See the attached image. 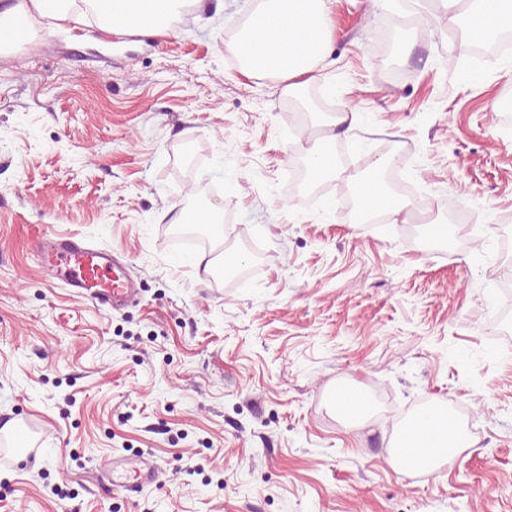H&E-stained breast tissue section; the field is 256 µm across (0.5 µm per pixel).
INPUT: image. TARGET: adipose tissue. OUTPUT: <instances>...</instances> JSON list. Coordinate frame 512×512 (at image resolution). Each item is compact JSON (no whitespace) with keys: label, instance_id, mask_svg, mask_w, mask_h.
Returning <instances> with one entry per match:
<instances>
[{"label":"adipose tissue","instance_id":"ef3b65f1","mask_svg":"<svg viewBox=\"0 0 512 512\" xmlns=\"http://www.w3.org/2000/svg\"><path fill=\"white\" fill-rule=\"evenodd\" d=\"M53 0H21L0 26V46L25 38L39 20L51 18L65 25L78 21L80 11L53 7ZM112 17L104 21L108 32H123L140 26L166 35L168 21L182 0H110ZM463 14L469 36L483 40L512 25V0H466ZM329 20L325 0H258L245 29L227 46L242 65L245 75L272 74L295 95L314 78V66L329 46ZM389 164L380 159L370 166L369 175L350 178L349 188L358 198L357 213L375 212L388 216L390 223L403 224L412 203L394 195L383 179ZM471 441L456 424L449 422L441 403L415 414L400 429L391 454L393 468L402 473L429 474Z\"/></svg>","mask_w":512,"mask_h":512}]
</instances>
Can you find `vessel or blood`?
<instances>
[{"label": "vessel or blood", "mask_w": 512, "mask_h": 512, "mask_svg": "<svg viewBox=\"0 0 512 512\" xmlns=\"http://www.w3.org/2000/svg\"><path fill=\"white\" fill-rule=\"evenodd\" d=\"M32 252L35 262L48 276L65 287L77 289L83 298L104 311L125 308L137 294V285L126 273L122 258L112 252L46 233L35 236ZM155 478V468L147 465L132 478L113 481L112 490L127 494L153 483Z\"/></svg>", "instance_id": "1"}]
</instances>
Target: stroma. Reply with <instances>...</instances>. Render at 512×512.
Listing matches in <instances>:
<instances>
[{"label": "stroma", "instance_id": "1", "mask_svg": "<svg viewBox=\"0 0 512 512\" xmlns=\"http://www.w3.org/2000/svg\"><path fill=\"white\" fill-rule=\"evenodd\" d=\"M256 4L190 0L163 37L43 20L0 50V449L19 423L40 444L0 463V512H512V357L492 350L512 309L488 302L512 273V53L467 65L459 12L429 0H327L331 49L289 96L225 49ZM394 18L408 58L385 82L368 43ZM297 111L357 164L399 137L404 179L484 222L442 254L407 225L351 223L338 193L288 195ZM202 182L236 217L210 257L262 245L251 285L169 238ZM34 229L124 254L137 301L109 315L50 282ZM339 386L385 387L389 415L349 426ZM425 400L486 428L437 473L402 474L391 443ZM115 460L158 479L114 494Z\"/></svg>", "mask_w": 512, "mask_h": 512}]
</instances>
